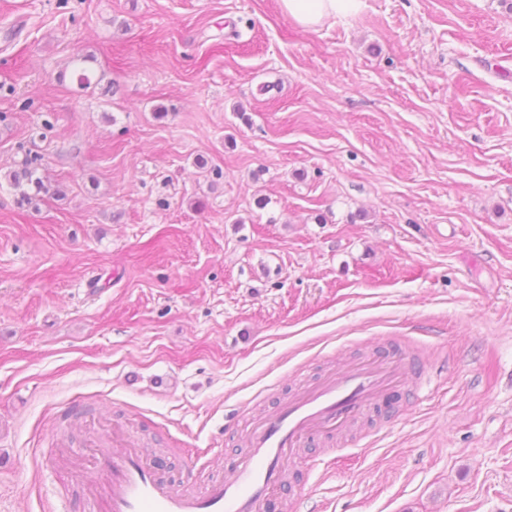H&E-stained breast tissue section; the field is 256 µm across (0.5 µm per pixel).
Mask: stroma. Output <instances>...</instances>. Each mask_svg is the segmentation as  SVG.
<instances>
[{
    "label": "stroma",
    "instance_id": "1",
    "mask_svg": "<svg viewBox=\"0 0 512 512\" xmlns=\"http://www.w3.org/2000/svg\"><path fill=\"white\" fill-rule=\"evenodd\" d=\"M373 353L264 512H512V0H0V512H90L116 430L221 477ZM363 0H280L281 7L299 25L315 29L327 19L356 14ZM40 162L39 156L26 154L18 163V171H15L10 177L12 185L20 189L26 184L29 189H34L35 195L47 191L42 178L38 176Z\"/></svg>",
    "mask_w": 512,
    "mask_h": 512
}]
</instances>
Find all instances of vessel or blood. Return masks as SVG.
Masks as SVG:
<instances>
[{"mask_svg":"<svg viewBox=\"0 0 512 512\" xmlns=\"http://www.w3.org/2000/svg\"><path fill=\"white\" fill-rule=\"evenodd\" d=\"M401 364L375 356L320 376L252 423L248 451L224 479L198 489L160 481L153 466L126 448L114 454L112 479L100 486L95 512H263L296 449L343 432L363 410L402 381Z\"/></svg>","mask_w":512,"mask_h":512,"instance_id":"vessel-or-blood-1","label":"vessel or blood"}]
</instances>
